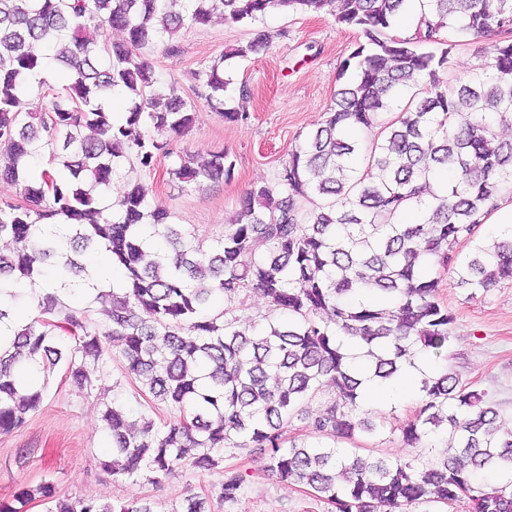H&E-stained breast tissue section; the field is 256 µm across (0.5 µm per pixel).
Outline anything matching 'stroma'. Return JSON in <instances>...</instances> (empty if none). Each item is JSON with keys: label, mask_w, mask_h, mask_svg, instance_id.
<instances>
[{"label": "stroma", "mask_w": 512, "mask_h": 512, "mask_svg": "<svg viewBox=\"0 0 512 512\" xmlns=\"http://www.w3.org/2000/svg\"><path fill=\"white\" fill-rule=\"evenodd\" d=\"M264 24L275 34L268 50L248 61L231 62L233 83L225 104L244 105L248 117L243 121H227L197 98L195 75L225 49L249 40L250 27L228 25L216 16L207 25L182 30L175 40L176 50L160 44L145 52L155 70L156 93L166 96L175 89L196 104L194 126L179 139L178 148L201 156L227 151L235 163L231 180L182 187L167 174L171 159L162 158L151 171L136 164L125 166L112 181L110 199H120L130 184H141L149 208L168 211L173 223L209 240L223 234L246 190L274 182L289 150L322 123L341 86L340 64L360 35L336 25L329 15L276 12ZM243 85L251 92L244 102L238 99ZM439 295L456 317L448 344L449 364L463 382L488 392L511 415L512 282L472 299L445 273ZM415 403V396L408 394L398 404H378L374 417L388 432L372 441V448L392 458L416 456V449L406 447L390 432L410 415ZM111 452L112 440L95 396L79 392L65 383L62 371H55L41 407L28 415L20 429L0 436V499L12 500L20 489L50 479L64 495H91L111 503L145 498L156 512H177L193 494L209 495L212 512H335L304 487L269 477L261 469L257 452L246 455L225 449V466L246 471L247 481L237 502L221 504L216 498L222 472L203 474L186 463L155 487L102 471L98 462Z\"/></svg>", "instance_id": "35a3bbf8"}]
</instances>
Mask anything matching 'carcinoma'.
<instances>
[{"mask_svg": "<svg viewBox=\"0 0 512 512\" xmlns=\"http://www.w3.org/2000/svg\"><path fill=\"white\" fill-rule=\"evenodd\" d=\"M173 2L0 0V181L24 195L0 203V240L13 245L0 253V433L41 406L61 364L103 407L112 459L100 467L112 475L159 485L187 459L213 471L226 448H260L267 475L311 489L335 512H410L463 498L470 512H512V429L486 392L439 363L455 322L439 298L440 270L473 298L512 280V224L477 236L500 193L512 191V141L496 140L497 126L512 125V39L502 36L512 0H188L183 12ZM415 4V32L392 34ZM277 11L332 15L364 41L340 65L346 82L326 119L288 153L276 181L248 190L208 247L149 210L139 183L108 203L130 160L153 170L171 158L167 174L179 183L231 178L222 150L202 160L174 151L171 137L191 128L195 106L152 94L142 50H172L181 29L217 13L252 25ZM106 26L123 39L99 41ZM492 35L477 50L479 71L448 87L456 47ZM270 41L257 30L198 73L201 96L225 119L246 113L224 108V63ZM52 60L64 68L59 88L33 80ZM418 84L377 138L364 146L353 136ZM34 87L41 103L30 109L23 96ZM117 89L131 96L120 116L110 106ZM410 210L419 222L404 221ZM101 248L122 280L95 288L106 313L97 321L62 296L87 287L83 258ZM21 281L40 289L25 325L11 310ZM249 289L267 300L261 320L212 313L216 297L231 302ZM114 348L146 398L137 419L102 384ZM407 364L419 372L418 403L397 431L418 458L339 447L384 433L362 387L389 385ZM327 381L335 394L306 418L311 435L286 438ZM159 405L175 415L153 419ZM244 483L224 469L219 499L236 502ZM33 499L46 512H154L142 499L116 506L61 495L50 481L23 490L17 507L0 500V512Z\"/></svg>", "mask_w": 512, "mask_h": 512, "instance_id": "1", "label": "carcinoma"}]
</instances>
